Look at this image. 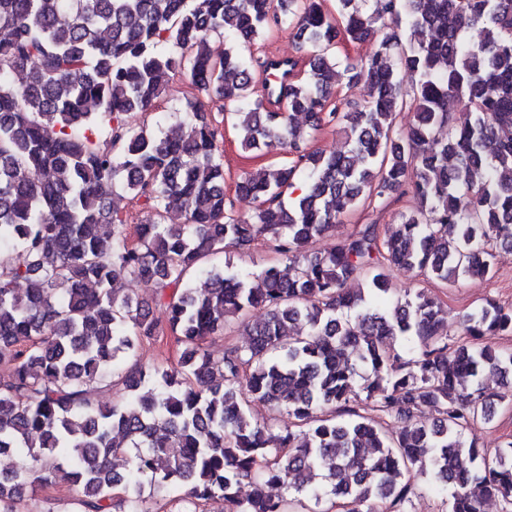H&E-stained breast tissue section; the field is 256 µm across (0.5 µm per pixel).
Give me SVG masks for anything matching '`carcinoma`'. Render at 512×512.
I'll return each instance as SVG.
<instances>
[{
	"mask_svg": "<svg viewBox=\"0 0 512 512\" xmlns=\"http://www.w3.org/2000/svg\"><path fill=\"white\" fill-rule=\"evenodd\" d=\"M336 2L332 16L318 0H0V457L17 460L0 472V512H18L32 484L58 482L68 512H160L173 500L176 512H205L217 499L225 512H319L325 498L404 512L418 475L453 489L448 512L512 506V441L489 459L465 440L512 396V351L487 343L512 334V308L486 301L451 339L436 298L394 300L389 288L395 270L447 286L491 278L496 253L512 251V0H376L371 13ZM290 18L315 54L282 94L245 49ZM474 26L478 43L466 38ZM342 35L380 37L344 66L367 91L354 111L328 109ZM216 36L230 42L218 57ZM178 70L193 90L192 133L161 135L141 118ZM201 94L233 105L243 148L291 158L235 183L256 202L245 218L225 213ZM409 96L415 120L397 130ZM342 121L345 149L306 150L322 124ZM122 193L153 213L133 245L110 203ZM409 193L388 234L363 224L334 250L313 249L340 214ZM173 210L184 223H165ZM260 239L292 274L207 267ZM127 279L154 284L166 326L124 293ZM352 279L365 287L345 289ZM257 307L265 317L246 321ZM233 320L249 346L216 360L204 341ZM166 330L183 347L175 366L124 367ZM117 369L126 397H93ZM254 400L290 425L253 420ZM124 454L132 467L118 472Z\"/></svg>",
	"mask_w": 512,
	"mask_h": 512,
	"instance_id": "carcinoma-1",
	"label": "carcinoma"
}]
</instances>
